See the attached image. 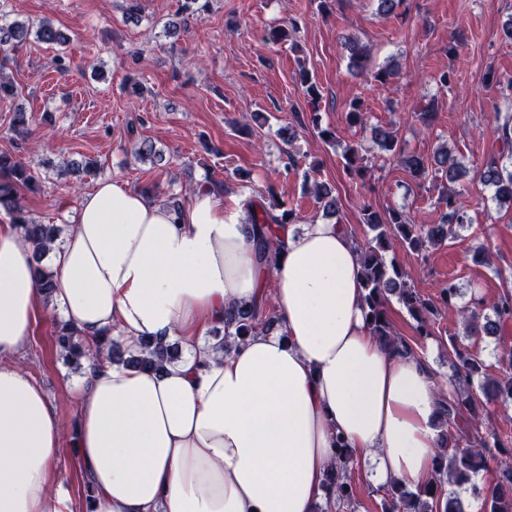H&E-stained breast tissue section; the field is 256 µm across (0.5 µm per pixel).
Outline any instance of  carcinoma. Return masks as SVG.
I'll list each match as a JSON object with an SVG mask.
<instances>
[{
	"label": "carcinoma",
	"instance_id": "carcinoma-1",
	"mask_svg": "<svg viewBox=\"0 0 512 512\" xmlns=\"http://www.w3.org/2000/svg\"><path fill=\"white\" fill-rule=\"evenodd\" d=\"M211 0H186L183 13L186 17L170 21L165 32L177 36L186 30L187 17L206 12ZM4 0H0V98L12 97L15 86L2 73L7 68L10 56L29 37L46 44L64 45L67 37L51 23L29 20L6 19ZM349 64L355 71H363L369 59V48L354 40L348 41ZM500 156L512 161V113L503 117L499 124ZM375 137L382 150L399 155L404 168L416 180H425L432 173L452 182L458 177L459 163L441 147L429 159L407 153L399 146L395 133L380 130ZM136 158H147L160 163L163 155L153 143L142 139L133 145ZM344 169L347 176L364 178L369 167L361 150L350 147L344 153ZM313 170L304 172V183L313 194L318 207L327 217L338 212L335 188L312 177ZM479 179L493 190V197L500 203L512 204V169L491 160L480 172ZM36 184L32 169L24 161L10 153H0V210H5L12 223L19 226L26 240L35 247L37 264V287L50 294L56 288L54 276L42 266L44 243L56 238L57 228L53 224H39L28 217L21 203L22 189H31ZM460 193L450 190L441 199V216L436 224L412 223L406 212L391 208L384 213L371 207L363 209V223L372 232L367 242L358 246L360 266L363 272L364 313L372 333L390 342L398 340L387 316V295L395 294L416 322L420 336L433 335L432 317L437 306L423 301L417 291L407 285L404 274L397 264L387 258L392 240L419 251L427 243H442L457 235L459 228L468 223L466 212L459 200ZM298 216L293 209L284 208L274 189H268V201L247 203L245 221L257 226L253 247L259 260L268 259L276 249L278 231L283 224H293ZM459 288L448 281L440 292V306L457 309L464 334L467 336H493L501 323L512 319V292L504 291L487 303L479 298L467 306L457 307ZM275 313L268 302L243 305L224 314V335L221 344L228 346L239 338L276 328ZM55 346L66 360L79 365L85 357L79 334L66 324H61L54 339ZM112 358L134 368L161 369L166 364L179 361L182 349L178 343H150L142 345V351L133 354L118 341H107ZM448 362L456 389L451 398L442 401L445 432L436 455L435 473L431 482L413 493L397 482L384 488L383 512H466L458 496L445 493V485H471L474 496L481 499L480 512H512V437L500 434L491 425H484L483 417L491 405L512 402V376L505 374L494 378L486 373L482 359L466 348L452 346ZM494 463L498 478L494 485L481 489L472 484L479 471ZM353 452L343 441H338L336 469L328 481V502L338 510H352L353 488L350 483Z\"/></svg>",
	"mask_w": 512,
	"mask_h": 512
}]
</instances>
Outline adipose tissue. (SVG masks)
I'll return each mask as SVG.
<instances>
[{"instance_id":"obj_1","label":"adipose tissue","mask_w":512,"mask_h":512,"mask_svg":"<svg viewBox=\"0 0 512 512\" xmlns=\"http://www.w3.org/2000/svg\"><path fill=\"white\" fill-rule=\"evenodd\" d=\"M253 225L197 187L175 209L99 180L45 254L57 289L36 286L33 247L0 226V512H78L57 484L63 423L13 359L43 311L88 346L76 420L88 512H315L344 439L378 487L426 485L442 433L438 345L373 336L358 244L346 225L287 224L270 262ZM275 287L279 323L220 348L224 313ZM181 341L159 370L112 362L106 340Z\"/></svg>"}]
</instances>
